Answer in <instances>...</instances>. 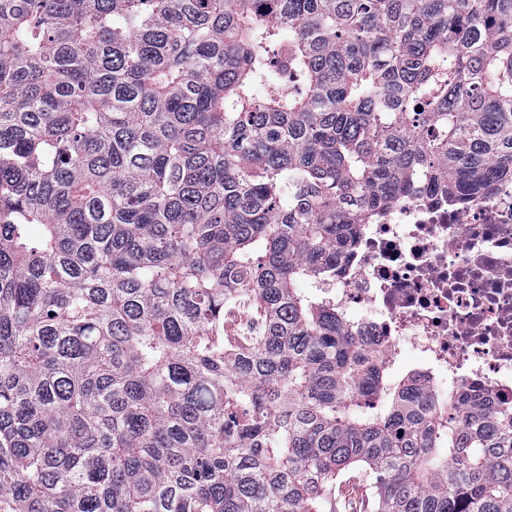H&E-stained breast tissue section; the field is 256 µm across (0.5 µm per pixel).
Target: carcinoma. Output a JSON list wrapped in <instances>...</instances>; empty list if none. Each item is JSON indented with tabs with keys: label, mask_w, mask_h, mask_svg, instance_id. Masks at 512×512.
<instances>
[{
	"label": "carcinoma",
	"mask_w": 512,
	"mask_h": 512,
	"mask_svg": "<svg viewBox=\"0 0 512 512\" xmlns=\"http://www.w3.org/2000/svg\"><path fill=\"white\" fill-rule=\"evenodd\" d=\"M411 179L512 181V0H0V512H512V407L301 288ZM240 300L238 305L229 306L224 315V341L232 345L255 335L261 327V317L253 299L245 295ZM351 480H352V478L349 479L348 476H345L344 478H342L341 489L336 488V498L339 500L338 510L346 511V512L358 511V509H356L353 505L354 500L357 499L358 501L361 502V506L363 503V507H361V509H359V511H364V512L371 511V506L369 505L367 493H365L366 497H365V494L362 495V493H361L362 487L359 486L356 481H354L355 483H351ZM353 492H354V494H353ZM357 494H359L360 496H357ZM351 495H352V497H351ZM340 496H341V498H340Z\"/></svg>",
	"instance_id": "obj_1"
}]
</instances>
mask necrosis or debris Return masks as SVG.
<instances>
[{
	"label": "necrosis or debris",
	"instance_id": "4bbe7bcc",
	"mask_svg": "<svg viewBox=\"0 0 512 512\" xmlns=\"http://www.w3.org/2000/svg\"><path fill=\"white\" fill-rule=\"evenodd\" d=\"M315 287L422 389L512 400V181L455 202L406 186Z\"/></svg>",
	"mask_w": 512,
	"mask_h": 512
}]
</instances>
